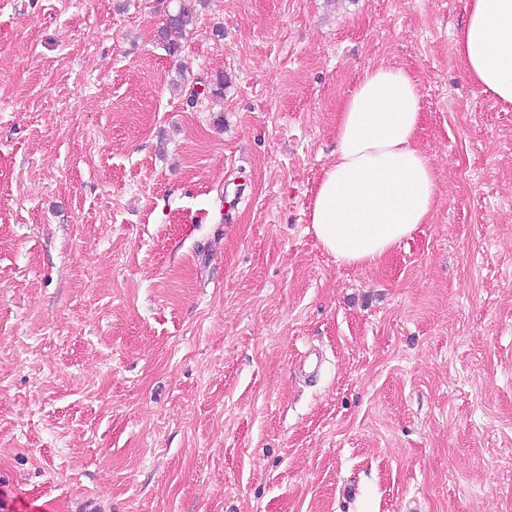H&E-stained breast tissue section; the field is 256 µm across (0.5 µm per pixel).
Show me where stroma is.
I'll return each instance as SVG.
<instances>
[{
  "label": "stroma",
  "instance_id": "obj_1",
  "mask_svg": "<svg viewBox=\"0 0 512 512\" xmlns=\"http://www.w3.org/2000/svg\"><path fill=\"white\" fill-rule=\"evenodd\" d=\"M467 3L208 0L172 57L171 0H0V512H512V107ZM379 64L439 189L351 266L309 214Z\"/></svg>",
  "mask_w": 512,
  "mask_h": 512
}]
</instances>
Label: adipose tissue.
<instances>
[{
    "mask_svg": "<svg viewBox=\"0 0 512 512\" xmlns=\"http://www.w3.org/2000/svg\"><path fill=\"white\" fill-rule=\"evenodd\" d=\"M457 52L484 94L512 106V0H470ZM421 117L416 79L394 66L366 69L343 103L310 211L315 238L340 262H377L431 217L438 179L416 144Z\"/></svg>",
    "mask_w": 512,
    "mask_h": 512,
    "instance_id": "adipose-tissue-1",
    "label": "adipose tissue"
}]
</instances>
